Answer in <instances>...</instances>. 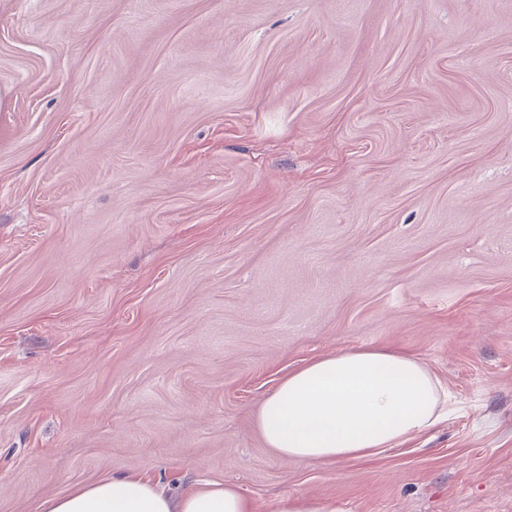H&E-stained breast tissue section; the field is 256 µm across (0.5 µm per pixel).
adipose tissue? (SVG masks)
Instances as JSON below:
<instances>
[{"instance_id":"adipose-tissue-1","label":"adipose tissue","mask_w":512,"mask_h":512,"mask_svg":"<svg viewBox=\"0 0 512 512\" xmlns=\"http://www.w3.org/2000/svg\"><path fill=\"white\" fill-rule=\"evenodd\" d=\"M443 392L419 360L361 349L315 360L261 402L265 444L298 462L360 459L435 425ZM42 512H251L234 485L208 481L171 496L139 477L106 478L47 498Z\"/></svg>"}]
</instances>
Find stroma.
<instances>
[{
	"label": "stroma",
	"instance_id": "obj_1",
	"mask_svg": "<svg viewBox=\"0 0 512 512\" xmlns=\"http://www.w3.org/2000/svg\"><path fill=\"white\" fill-rule=\"evenodd\" d=\"M448 393L378 455L256 427L346 350ZM512 512V0H0V512ZM42 512H251L234 485L208 481L172 497L139 477L106 478L47 498Z\"/></svg>",
	"mask_w": 512,
	"mask_h": 512
}]
</instances>
